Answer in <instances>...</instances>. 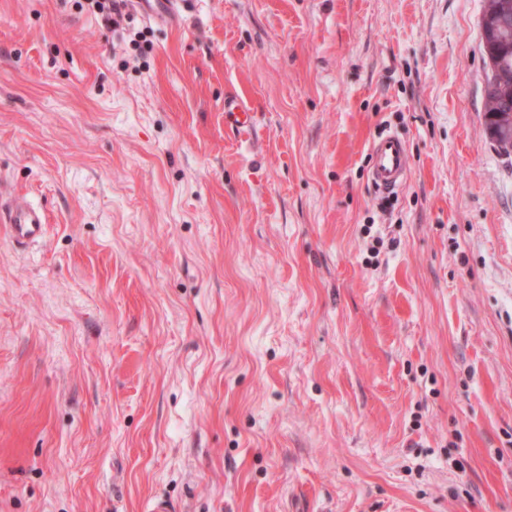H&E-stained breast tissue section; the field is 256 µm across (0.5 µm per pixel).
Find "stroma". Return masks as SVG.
<instances>
[{
	"label": "stroma",
	"mask_w": 512,
	"mask_h": 512,
	"mask_svg": "<svg viewBox=\"0 0 512 512\" xmlns=\"http://www.w3.org/2000/svg\"><path fill=\"white\" fill-rule=\"evenodd\" d=\"M482 8L0 0V512H512ZM143 17L147 19L164 18L177 19L179 16V1L177 0H128ZM224 119L227 124L237 129L250 128L253 124V113L238 98L230 99L224 103ZM372 180L383 191L401 188L408 176L410 160L405 143L395 134L381 133L370 143ZM0 222L6 224L11 241L18 247L42 238L46 224L44 212L23 195L13 196L7 209L0 199Z\"/></svg>",
	"instance_id": "1"
}]
</instances>
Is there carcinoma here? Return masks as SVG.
Segmentation results:
<instances>
[{
  "mask_svg": "<svg viewBox=\"0 0 512 512\" xmlns=\"http://www.w3.org/2000/svg\"><path fill=\"white\" fill-rule=\"evenodd\" d=\"M481 44L490 74L485 127L500 154L512 156V0H484Z\"/></svg>",
  "mask_w": 512,
  "mask_h": 512,
  "instance_id": "carcinoma-1",
  "label": "carcinoma"
}]
</instances>
